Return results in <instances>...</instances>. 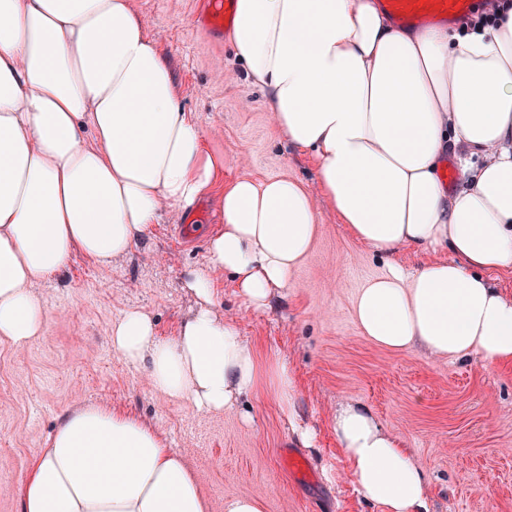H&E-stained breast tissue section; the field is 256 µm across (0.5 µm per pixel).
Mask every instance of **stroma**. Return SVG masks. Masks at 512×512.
Segmentation results:
<instances>
[{"instance_id":"obj_1","label":"stroma","mask_w":512,"mask_h":512,"mask_svg":"<svg viewBox=\"0 0 512 512\" xmlns=\"http://www.w3.org/2000/svg\"><path fill=\"white\" fill-rule=\"evenodd\" d=\"M134 4L167 54L181 107L217 128L206 143L223 157L225 179L291 176L320 198L316 160L282 139L267 91L247 77L231 39L204 30L202 0ZM220 222L203 197L167 210L111 267L77 254L38 284L48 302L42 337L22 350L0 343V512H19L32 455L65 411L89 404L150 422L193 468L211 512L240 495L260 499L262 512H383L345 471L333 430L345 401L365 404L412 450L429 482L430 512H512V366L488 370L476 356L454 361L419 348L395 353L363 336L353 301L390 259L354 239L329 209L308 257L269 307L247 306L230 274L215 281L216 311L261 359L291 374L296 419L271 393L219 416L199 412L152 391L146 364L114 355L109 328L133 308L152 316L161 340L175 341L195 307L186 274L205 265V232ZM291 451L305 457L309 477L289 471Z\"/></svg>"}]
</instances>
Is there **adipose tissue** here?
Instances as JSON below:
<instances>
[{
  "instance_id": "adipose-tissue-1",
  "label": "adipose tissue",
  "mask_w": 512,
  "mask_h": 512,
  "mask_svg": "<svg viewBox=\"0 0 512 512\" xmlns=\"http://www.w3.org/2000/svg\"><path fill=\"white\" fill-rule=\"evenodd\" d=\"M267 90L281 136L319 162L321 200L299 181L243 177L217 196L219 229L186 286L197 308L174 343L131 309L108 337L146 363L150 388L211 415L291 380L218 316V274L256 309L287 288L327 205L356 239L390 255L448 250L413 271L390 265L358 293L354 318L379 347L512 364V0L497 25L464 34L398 27L378 0H238L232 30ZM198 118L132 0H0V342L38 340L42 280L74 253L108 267L170 207L216 183ZM485 155L457 191L445 152ZM336 438L362 497L384 512H430L413 453L356 402ZM20 512H210L192 469L139 418L89 404L64 412L19 492Z\"/></svg>"
}]
</instances>
